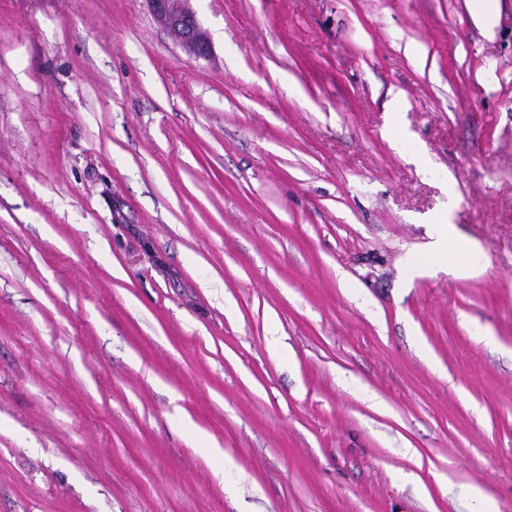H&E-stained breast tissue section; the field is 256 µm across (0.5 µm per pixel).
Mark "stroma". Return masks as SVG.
<instances>
[{"mask_svg": "<svg viewBox=\"0 0 512 512\" xmlns=\"http://www.w3.org/2000/svg\"><path fill=\"white\" fill-rule=\"evenodd\" d=\"M190 7L0 0V512H512V0ZM152 11L176 40L197 55H205L209 42L195 14L188 8L189 0H148Z\"/></svg>", "mask_w": 512, "mask_h": 512, "instance_id": "1", "label": "stroma"}]
</instances>
